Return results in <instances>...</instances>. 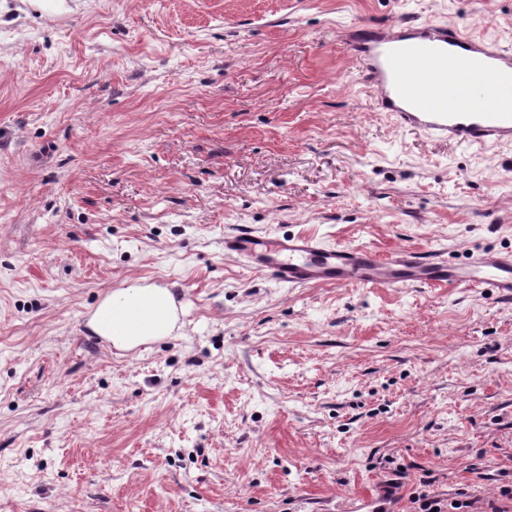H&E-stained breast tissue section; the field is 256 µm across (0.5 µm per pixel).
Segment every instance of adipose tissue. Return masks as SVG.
Returning <instances> with one entry per match:
<instances>
[{
    "label": "adipose tissue",
    "instance_id": "ef3b65f1",
    "mask_svg": "<svg viewBox=\"0 0 512 512\" xmlns=\"http://www.w3.org/2000/svg\"><path fill=\"white\" fill-rule=\"evenodd\" d=\"M181 313L172 288L136 281L107 293L88 325L116 349L131 351L172 336Z\"/></svg>",
    "mask_w": 512,
    "mask_h": 512
}]
</instances>
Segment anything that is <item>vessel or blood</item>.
Returning a JSON list of instances; mask_svg holds the SVG:
<instances>
[{"label": "vessel or blood", "mask_w": 512, "mask_h": 512, "mask_svg": "<svg viewBox=\"0 0 512 512\" xmlns=\"http://www.w3.org/2000/svg\"><path fill=\"white\" fill-rule=\"evenodd\" d=\"M362 76L381 111L426 138L478 150L512 146V44L433 20L364 27L354 36ZM225 254L291 287L478 288L512 298V251L399 248L382 255L368 246H330L314 235L259 233L241 228L224 237Z\"/></svg>", "instance_id": "vessel-or-blood-1"}]
</instances>
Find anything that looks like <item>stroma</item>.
Instances as JSON below:
<instances>
[{
	"label": "stroma",
	"mask_w": 512,
	"mask_h": 512,
	"mask_svg": "<svg viewBox=\"0 0 512 512\" xmlns=\"http://www.w3.org/2000/svg\"><path fill=\"white\" fill-rule=\"evenodd\" d=\"M512 0H0V512H415L512 487V299L291 288L224 235L512 250V147L381 112L352 30ZM173 288L121 353L108 291ZM182 313L172 288L135 281L107 293L88 326L116 349L131 351L172 336Z\"/></svg>",
	"instance_id": "1"
}]
</instances>
